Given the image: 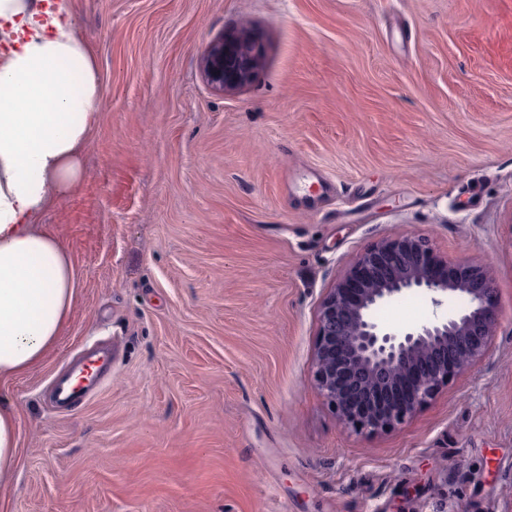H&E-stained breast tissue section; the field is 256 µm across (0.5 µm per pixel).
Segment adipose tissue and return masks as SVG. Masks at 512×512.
I'll use <instances>...</instances> for the list:
<instances>
[{
    "instance_id": "obj_1",
    "label": "adipose tissue",
    "mask_w": 512,
    "mask_h": 512,
    "mask_svg": "<svg viewBox=\"0 0 512 512\" xmlns=\"http://www.w3.org/2000/svg\"><path fill=\"white\" fill-rule=\"evenodd\" d=\"M67 0H0V382L55 345L77 281L41 216L82 176L100 110L99 70ZM17 413L0 402V487L14 479Z\"/></svg>"
}]
</instances>
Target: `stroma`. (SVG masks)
Wrapping results in <instances>:
<instances>
[{
  "instance_id": "obj_1",
  "label": "stroma",
  "mask_w": 512,
  "mask_h": 512,
  "mask_svg": "<svg viewBox=\"0 0 512 512\" xmlns=\"http://www.w3.org/2000/svg\"><path fill=\"white\" fill-rule=\"evenodd\" d=\"M101 112L80 183L41 218L71 254L67 325L0 387L18 415L0 512H512V0H68ZM264 46L231 96L215 37ZM333 181L307 193L309 171ZM416 234L489 268V351L389 431L313 376L328 288ZM418 293L380 309L431 317ZM111 337L74 412L46 384ZM264 55L252 34L229 33L213 39L200 58V71L211 89L231 94L248 84Z\"/></svg>"
}]
</instances>
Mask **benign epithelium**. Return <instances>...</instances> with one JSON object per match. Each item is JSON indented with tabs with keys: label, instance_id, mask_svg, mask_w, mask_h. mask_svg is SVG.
Returning a JSON list of instances; mask_svg holds the SVG:
<instances>
[{
	"label": "benign epithelium",
	"instance_id": "1",
	"mask_svg": "<svg viewBox=\"0 0 512 512\" xmlns=\"http://www.w3.org/2000/svg\"><path fill=\"white\" fill-rule=\"evenodd\" d=\"M263 55L253 35L225 34L208 44L201 75L214 92L231 94L252 80ZM410 291L437 308L450 298L463 307L404 332L375 320L378 307ZM495 295L483 265L450 266L416 235L382 240L321 301L313 350L317 388L352 429H392L485 355L498 325Z\"/></svg>",
	"mask_w": 512,
	"mask_h": 512
}]
</instances>
